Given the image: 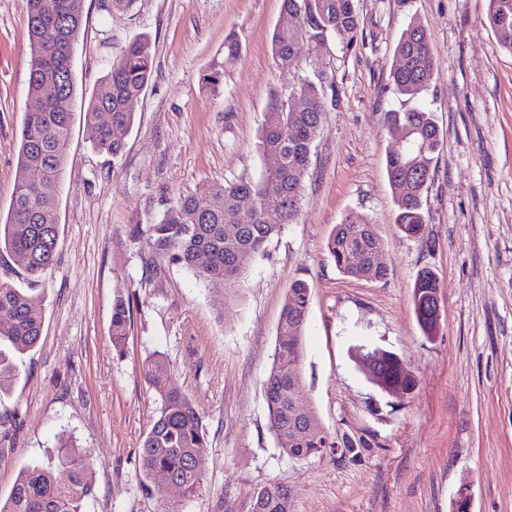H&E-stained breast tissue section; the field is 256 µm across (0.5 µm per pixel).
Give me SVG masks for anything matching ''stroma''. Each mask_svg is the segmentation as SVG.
Masks as SVG:
<instances>
[{
	"label": "stroma",
	"mask_w": 512,
	"mask_h": 512,
	"mask_svg": "<svg viewBox=\"0 0 512 512\" xmlns=\"http://www.w3.org/2000/svg\"><path fill=\"white\" fill-rule=\"evenodd\" d=\"M358 40L327 44L336 94L311 155L296 223L251 262L234 300L213 305L211 284L180 265L146 271L136 227L159 222L182 194L215 182L258 179L272 99L289 100L308 64L281 71L270 38L282 0H134L126 11L84 0L74 48L77 91L68 160L48 190L60 235L43 281L8 253L0 279L25 289L44 316L40 342L0 395V499L19 472L55 453L61 438L92 464L95 493L83 512H160L140 480L139 452L157 408L141 376L167 354L169 382L206 413L204 488L180 512H250L279 481L294 512H512V53L488 25V0H356ZM423 27L435 66L407 100L390 69L408 25ZM237 33L238 60L219 93L202 76ZM151 41V81L132 110L122 157L92 150L85 111L120 49ZM32 57L22 0H0V224L10 215ZM434 112L441 146L424 195L423 237L399 232L386 172L395 133L388 112ZM359 214L377 227L387 274L340 273L327 250L334 227ZM440 284L437 336H423L412 300L422 271ZM308 282L303 391L322 424L359 448L297 461L268 428L264 383L291 284ZM123 299L131 330L112 349V307ZM396 352L417 380L403 397L383 391L355 355Z\"/></svg>",
	"instance_id": "35a3bbf8"
}]
</instances>
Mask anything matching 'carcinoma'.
<instances>
[{
	"label": "carcinoma",
	"instance_id": "carcinoma-1",
	"mask_svg": "<svg viewBox=\"0 0 512 512\" xmlns=\"http://www.w3.org/2000/svg\"><path fill=\"white\" fill-rule=\"evenodd\" d=\"M284 15H293V26L283 24L271 37V51L278 68L290 71L299 66L298 46L326 47L335 35L347 37L343 49L357 40L360 18L356 0H282ZM27 15V36L32 55L28 94L39 96L43 85H60L64 100L76 95L71 49L83 22L84 0H23ZM487 20L500 46L512 53V0H489ZM237 36L224 39V61L204 76L206 87L217 92L224 69L239 57ZM390 76L394 91L410 99L426 90L434 68V56L427 32L409 25L395 48ZM153 56L148 38L128 43L112 61L86 110L93 129L92 145L99 152L117 157L125 145L134 113L127 103L139 98L152 76ZM313 77L299 79L293 93L306 107L296 111L284 101H274L265 113L261 150L278 163L266 168L257 180L215 183L199 194L183 195L168 208L161 220L136 229L145 244V266L157 270L168 261L179 264L206 282L220 284L214 300L219 313L240 288L245 271L266 243L286 224L300 215V199L308 175L310 157L326 112L327 91L334 89L335 74L326 64L312 67ZM106 112L109 121L95 122ZM73 112H65L59 102H49L23 119L18 158V178L10 217L0 224V249L9 253L32 282L39 281L55 263L59 224L53 209L40 201L45 182L59 180L68 156ZM390 128L408 135L409 147L395 146L386 157V170L393 190L395 224L408 237L424 232L426 218L422 199L431 180L432 164L440 145L434 113L409 108L388 113ZM249 207L255 217L240 227L235 241L224 238V225L237 223L240 210ZM327 248L336 268L346 276L382 279L387 266L375 225L353 214L332 229ZM440 285L429 271L418 275L413 287L414 312L427 337L437 335L439 323L426 304L438 295ZM310 306V289L298 279L288 289L277 326L278 343L273 365L267 375L264 397L269 430L279 440L289 458L318 457L327 449L356 450L350 438L332 435L309 409L302 388L301 363L304 357L303 332ZM43 314L22 288L0 281V393L18 378L13 356L23 354L40 340ZM131 328L129 307L123 299L112 308V347L122 356ZM373 357L378 385L402 397L416 386L413 374L397 354L379 348L359 352L361 360ZM170 362L154 354L142 364V377L159 403L150 430L140 446L142 482L153 484L152 494L164 512H178L168 506L162 474L180 487L191 500L203 487L197 457L208 447L203 412L184 391L167 383ZM94 483L89 459L73 442L63 440L57 455L23 469L0 512H81L93 496ZM251 512H293L292 490L280 482H269L253 497Z\"/></svg>",
	"mask_w": 512,
	"mask_h": 512
}]
</instances>
